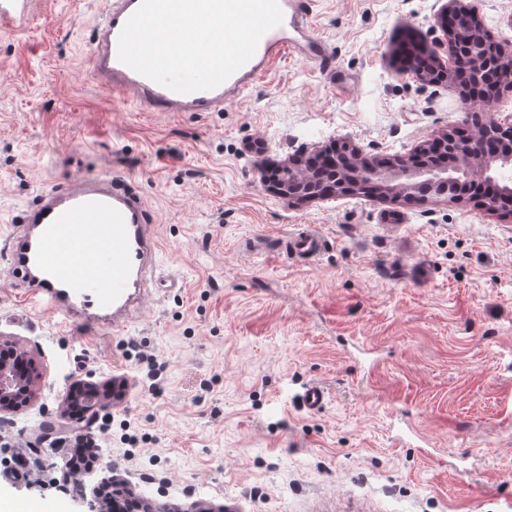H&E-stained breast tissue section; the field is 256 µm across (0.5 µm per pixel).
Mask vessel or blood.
I'll return each instance as SVG.
<instances>
[{
    "label": "vessel or blood",
    "mask_w": 512,
    "mask_h": 512,
    "mask_svg": "<svg viewBox=\"0 0 512 512\" xmlns=\"http://www.w3.org/2000/svg\"><path fill=\"white\" fill-rule=\"evenodd\" d=\"M279 3L282 24L261 37L248 62L214 89L181 94L120 61L119 35L140 0H106L92 36L93 72L113 96L133 97L146 112L215 111L242 99L289 54L327 64V46L311 23L310 0ZM20 222L21 232L8 244V261L25 285L21 302L65 328L94 332L127 325L160 246L141 196L125 177L106 172L67 179L43 191ZM321 248L320 238L308 231L290 235L285 245L299 258Z\"/></svg>",
    "instance_id": "vessel-or-blood-1"
}]
</instances>
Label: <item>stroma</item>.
Returning a JSON list of instances; mask_svg holds the SVG:
<instances>
[{
    "mask_svg": "<svg viewBox=\"0 0 512 512\" xmlns=\"http://www.w3.org/2000/svg\"><path fill=\"white\" fill-rule=\"evenodd\" d=\"M443 0H313L331 65L288 55L239 102L143 112L90 66L105 0H31L0 21V243L41 191L112 171L161 242L127 327L58 329L19 301L0 257V344L31 352L36 403L0 423V498L87 512L117 477L137 494L233 512H499L512 497V216L476 196L343 195L298 206L269 162L332 144L413 152L472 109L401 63L405 42L455 59ZM323 242L289 256L300 228ZM127 380L107 431L62 419L70 388ZM317 384L324 408H304ZM64 446L33 451L41 422ZM96 438L82 497L59 482Z\"/></svg>",
    "mask_w": 512,
    "mask_h": 512,
    "instance_id": "stroma-1",
    "label": "stroma"
}]
</instances>
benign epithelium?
<instances>
[{"label": "benign epithelium", "instance_id": "obj_1", "mask_svg": "<svg viewBox=\"0 0 512 512\" xmlns=\"http://www.w3.org/2000/svg\"><path fill=\"white\" fill-rule=\"evenodd\" d=\"M444 13L451 17L467 14L476 21V39L457 48L454 28L446 30L448 43L455 48L457 63L470 60L467 68L473 97L483 100L481 130L472 135H457L451 131L422 144L410 157L381 159L371 162L354 149L344 148L332 155L319 151L310 158L316 165L337 167L339 174L330 181L308 186L309 175L303 161L280 170L278 190L295 203L326 199L344 193H357L365 188L381 197L411 198L419 193L448 195L452 198L462 182L469 180L479 184L485 192L484 206L489 211L512 208V185L509 196L496 193L497 167L494 159L508 152L506 165L512 166V115L499 116L493 111V102L501 88L512 90V45L495 40L478 22L477 8L464 0H446ZM433 73H418V79L429 84L439 82L438 73L445 80L452 79L453 71L446 70L438 58L432 61ZM18 362L27 367L16 373L12 367L0 361V421L8 415L33 404L38 398V376L30 370V360L25 350L16 351ZM112 408V399L100 398L97 403L79 416L84 427L91 428L101 413ZM133 491L123 482L112 480V512H172L165 503L133 501Z\"/></svg>", "mask_w": 512, "mask_h": 512}]
</instances>
